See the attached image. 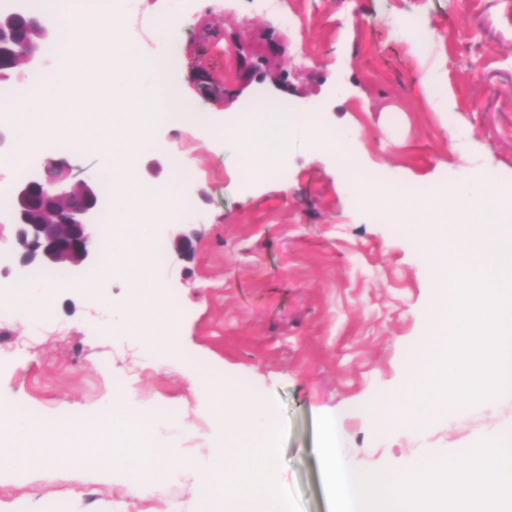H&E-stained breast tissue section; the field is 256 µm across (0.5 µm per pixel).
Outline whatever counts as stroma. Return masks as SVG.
<instances>
[{"label":"stroma","mask_w":512,"mask_h":512,"mask_svg":"<svg viewBox=\"0 0 512 512\" xmlns=\"http://www.w3.org/2000/svg\"><path fill=\"white\" fill-rule=\"evenodd\" d=\"M59 8L89 18L86 42H98L96 21L108 10L141 59L171 57L169 85L203 118L156 125L137 165L192 214L169 209L152 226L163 272L145 267L136 284L115 273L95 302L57 289L36 338L26 322L0 319V390L13 404L55 431L63 416L91 418L119 390L129 409L173 407L174 422L155 431L198 458L221 427L200 396L224 386L285 428L275 481L296 491L298 512H329L317 416L335 417L345 458L361 469L416 464L512 426V395H499L410 429L370 431L365 405L400 384L442 295L418 224L353 200L356 177L368 172L382 185L420 189L447 180V203L459 210L475 170L491 176V205L512 197V0H157L133 10L60 0ZM157 8L184 18L179 36L154 24ZM410 19L427 20L436 39L415 48L399 27ZM276 36L286 51L262 74L245 81L225 66L235 41L258 48ZM432 68L452 111L424 102L421 76ZM257 102L290 105L328 133L344 125L353 139L320 148L315 128H295L285 175L245 177L224 128ZM179 157L191 166L177 178ZM181 236L190 249L178 248ZM171 310L175 353L163 364L149 350ZM197 478L185 471L133 498L92 465L59 458L0 479V512H196Z\"/></svg>","instance_id":"1"}]
</instances>
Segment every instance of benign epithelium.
<instances>
[{
  "mask_svg": "<svg viewBox=\"0 0 512 512\" xmlns=\"http://www.w3.org/2000/svg\"><path fill=\"white\" fill-rule=\"evenodd\" d=\"M53 34L44 24L23 28L16 14L0 13V50L33 36L47 40ZM284 52V41L271 38L264 52L242 57L243 75L254 77L261 73L263 61ZM81 173L66 159L49 160L38 173L13 183L15 205L7 221L0 222V245L18 254L21 265L38 262L74 269L88 260L102 193L93 177Z\"/></svg>",
  "mask_w": 512,
  "mask_h": 512,
  "instance_id": "1",
  "label": "benign epithelium"
}]
</instances>
